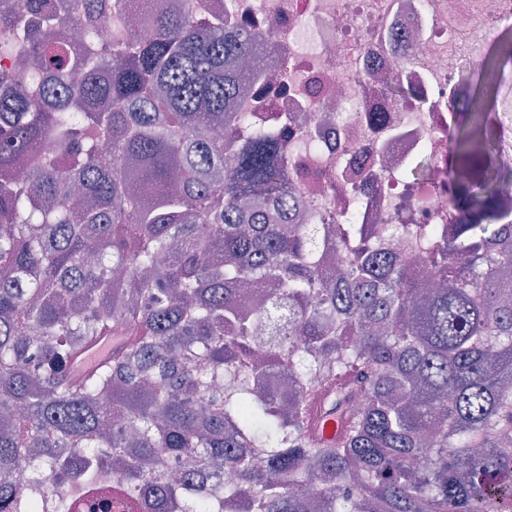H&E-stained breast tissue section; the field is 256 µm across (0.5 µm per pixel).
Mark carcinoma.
Listing matches in <instances>:
<instances>
[{
	"instance_id": "cac0c4a2",
	"label": "carcinoma",
	"mask_w": 512,
	"mask_h": 512,
	"mask_svg": "<svg viewBox=\"0 0 512 512\" xmlns=\"http://www.w3.org/2000/svg\"><path fill=\"white\" fill-rule=\"evenodd\" d=\"M256 44L203 0H0V512H512L497 117L450 133L457 235L373 248L303 223L288 113L235 109Z\"/></svg>"
}]
</instances>
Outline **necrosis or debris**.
<instances>
[{
    "label": "necrosis or debris",
    "mask_w": 512,
    "mask_h": 512,
    "mask_svg": "<svg viewBox=\"0 0 512 512\" xmlns=\"http://www.w3.org/2000/svg\"><path fill=\"white\" fill-rule=\"evenodd\" d=\"M260 33L262 70L235 106L267 121L295 118L310 207L335 219L357 213L377 224H436L456 232L459 216L442 188L440 157L455 113L476 109L461 76L468 51L512 22V0H219ZM400 82L402 100L387 93ZM427 158L430 174L406 183L396 172Z\"/></svg>",
    "instance_id": "obj_1"
}]
</instances>
